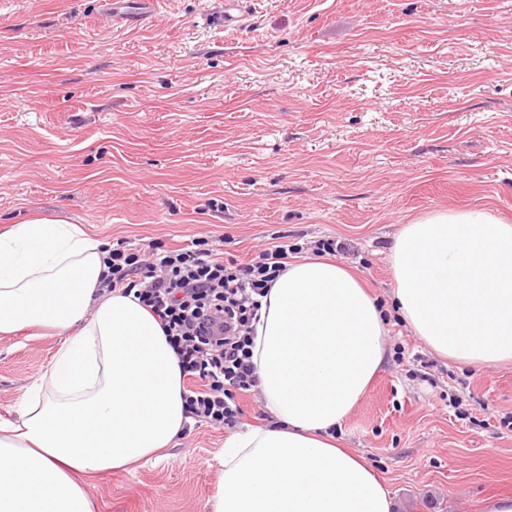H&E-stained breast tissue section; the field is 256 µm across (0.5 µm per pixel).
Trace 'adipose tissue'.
<instances>
[{
	"instance_id": "ef3b65f1",
	"label": "adipose tissue",
	"mask_w": 512,
	"mask_h": 512,
	"mask_svg": "<svg viewBox=\"0 0 512 512\" xmlns=\"http://www.w3.org/2000/svg\"><path fill=\"white\" fill-rule=\"evenodd\" d=\"M105 241L34 216L0 233V334H63L0 421V512H93L82 476L124 471L189 423L178 358L134 296L100 286ZM397 314L436 355L512 361V223L484 208L403 225L389 252ZM382 306L339 262L303 257L271 284L253 362L272 424L224 443L214 512H393L334 432L387 357Z\"/></svg>"
}]
</instances>
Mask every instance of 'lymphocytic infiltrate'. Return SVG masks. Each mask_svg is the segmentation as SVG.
Returning a JSON list of instances; mask_svg holds the SVG:
<instances>
[{
    "mask_svg": "<svg viewBox=\"0 0 512 512\" xmlns=\"http://www.w3.org/2000/svg\"><path fill=\"white\" fill-rule=\"evenodd\" d=\"M302 251L296 242H273L241 263L225 259L203 238L174 249H109L102 285L134 293L159 319L192 381L185 400L196 425L237 426L239 396L259 385L252 338L262 299Z\"/></svg>",
    "mask_w": 512,
    "mask_h": 512,
    "instance_id": "1",
    "label": "lymphocytic infiltrate"
}]
</instances>
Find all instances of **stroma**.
Listing matches in <instances>:
<instances>
[{"mask_svg":"<svg viewBox=\"0 0 512 512\" xmlns=\"http://www.w3.org/2000/svg\"><path fill=\"white\" fill-rule=\"evenodd\" d=\"M224 3L162 0L116 29L97 0H0V232L47 215L244 262L278 235L342 239L336 261L385 301L403 224L512 221V0H234L232 27ZM60 343L0 335V417ZM387 350L339 436L396 512L512 495V364L457 366L396 318ZM228 435L90 479L97 512H211Z\"/></svg>","mask_w":512,"mask_h":512,"instance_id":"35a3bbf8","label":"stroma"}]
</instances>
